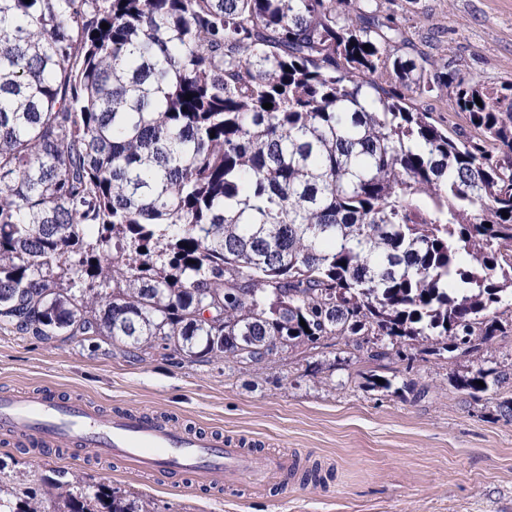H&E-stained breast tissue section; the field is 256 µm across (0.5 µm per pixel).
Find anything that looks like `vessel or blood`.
<instances>
[{
    "mask_svg": "<svg viewBox=\"0 0 512 512\" xmlns=\"http://www.w3.org/2000/svg\"><path fill=\"white\" fill-rule=\"evenodd\" d=\"M0 427L46 448L61 441L93 446L131 475L192 474L227 488L247 483L261 489L296 466L285 452L256 456L235 441L177 427L149 412L106 414L49 393L0 394Z\"/></svg>",
    "mask_w": 512,
    "mask_h": 512,
    "instance_id": "1",
    "label": "vessel or blood"
}]
</instances>
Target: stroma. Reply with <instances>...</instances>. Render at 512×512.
Here are the masks:
<instances>
[{"label": "stroma", "instance_id": "1", "mask_svg": "<svg viewBox=\"0 0 512 512\" xmlns=\"http://www.w3.org/2000/svg\"><path fill=\"white\" fill-rule=\"evenodd\" d=\"M379 2L439 65L512 84V0ZM490 367L512 368V332L451 366L416 349L379 363L351 346H297L255 367L183 359L158 339L127 354L100 336L45 341L0 329V392H51L106 413L149 410L333 474L316 485L276 479L259 494L189 475L173 485L126 475L88 447L47 450L0 429V480L37 489L62 472L133 493L151 512H512V422L497 412L512 379L477 399L450 385Z\"/></svg>", "mask_w": 512, "mask_h": 512}]
</instances>
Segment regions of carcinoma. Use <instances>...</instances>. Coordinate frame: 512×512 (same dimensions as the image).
Masks as SVG:
<instances>
[{
	"mask_svg": "<svg viewBox=\"0 0 512 512\" xmlns=\"http://www.w3.org/2000/svg\"><path fill=\"white\" fill-rule=\"evenodd\" d=\"M435 92L478 140L448 133ZM507 311L512 86L439 66L373 0H0L1 329L453 364ZM47 502L150 512L0 484V512Z\"/></svg>",
	"mask_w": 512,
	"mask_h": 512,
	"instance_id": "1",
	"label": "carcinoma"
}]
</instances>
